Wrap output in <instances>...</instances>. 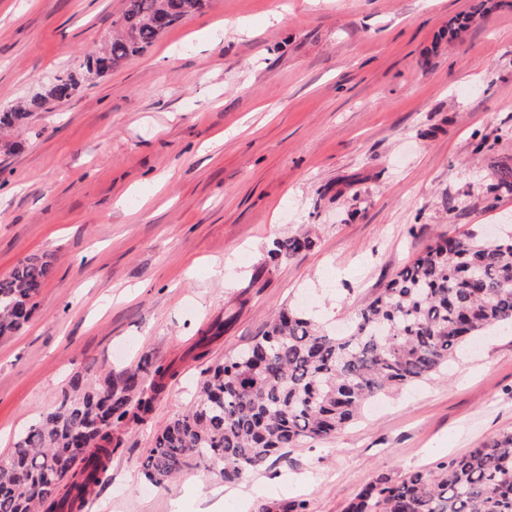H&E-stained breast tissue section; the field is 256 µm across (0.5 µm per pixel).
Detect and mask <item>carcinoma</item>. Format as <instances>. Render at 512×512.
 Wrapping results in <instances>:
<instances>
[{
	"mask_svg": "<svg viewBox=\"0 0 512 512\" xmlns=\"http://www.w3.org/2000/svg\"><path fill=\"white\" fill-rule=\"evenodd\" d=\"M116 32L85 56L103 76L152 46L199 10L203 0H124ZM80 81L59 73L48 89L0 112V132L68 100ZM512 191V167L494 172L490 195ZM315 246L309 235L276 242L274 257ZM52 261L26 257L0 277V337L31 318ZM512 324V240L448 237L398 270L356 312L344 333H331L295 309L278 312L246 347L209 367L193 401L156 435L143 464L163 485L193 461L228 482L260 469L285 448L326 440L355 421L364 403L440 372L463 345ZM75 373L57 405L32 421L0 455V512H73L101 483L121 445L120 427L152 412L173 377L171 366ZM346 512H512V431L500 432L431 469L400 479L380 476Z\"/></svg>",
	"mask_w": 512,
	"mask_h": 512,
	"instance_id": "cac0c4a2",
	"label": "carcinoma"
}]
</instances>
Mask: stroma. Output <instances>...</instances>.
Segmentation results:
<instances>
[{"label":"stroma","mask_w":512,"mask_h":512,"mask_svg":"<svg viewBox=\"0 0 512 512\" xmlns=\"http://www.w3.org/2000/svg\"><path fill=\"white\" fill-rule=\"evenodd\" d=\"M124 0H0V108L112 30ZM476 19L456 37L448 25ZM0 148V276L54 272L0 338V454L86 367L176 375L122 434L80 512H343L360 488L512 430V327L447 371L374 399L333 438L228 483L142 464L204 370L288 305L333 330L441 235L512 236V0H207L141 56L84 82ZM312 230L315 247L270 259ZM223 321L204 351L199 330Z\"/></svg>","instance_id":"stroma-1"}]
</instances>
